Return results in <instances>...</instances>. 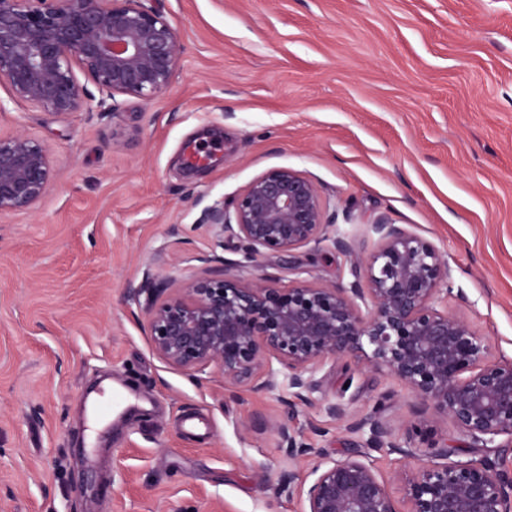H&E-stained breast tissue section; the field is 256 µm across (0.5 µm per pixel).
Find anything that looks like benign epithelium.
I'll use <instances>...</instances> for the list:
<instances>
[{"mask_svg":"<svg viewBox=\"0 0 512 512\" xmlns=\"http://www.w3.org/2000/svg\"><path fill=\"white\" fill-rule=\"evenodd\" d=\"M181 53L177 31L139 0H0V79L14 98L47 112L82 106L75 69L114 100L145 101L165 90ZM53 162L24 133L0 134V214L27 211L49 191ZM200 224L248 262L311 243L355 254L354 238L336 227L314 183L286 167L256 177L227 207L205 208ZM377 247L351 268L349 286L297 281L277 288L261 274L245 282L224 270L186 288H170L145 271L134 298L145 296L152 347L191 376L217 367L234 385L271 394L286 380L287 414L314 406L316 374L328 359L354 361L399 380L423 408L449 419L470 448L487 453L450 459L448 444L419 422L398 435L376 410L357 417L341 401L323 410L366 436L364 449L320 462L301 476L297 462L322 449L286 423L273 426L288 467L271 479L278 497L297 496L301 512H512V358L489 356L470 321L448 314L454 290L448 261L431 242L384 218L371 224ZM278 363L280 368L273 367ZM426 457L396 496L370 451Z\"/></svg>","mask_w":512,"mask_h":512,"instance_id":"7a95c632","label":"benign epithelium"}]
</instances>
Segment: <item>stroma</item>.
Instances as JSON below:
<instances>
[{"mask_svg":"<svg viewBox=\"0 0 512 512\" xmlns=\"http://www.w3.org/2000/svg\"><path fill=\"white\" fill-rule=\"evenodd\" d=\"M177 30L181 57L152 100L113 106L84 73V106L64 115L15 100L0 80V132L41 141L47 194L0 215V512H300L270 480L286 421L340 460L362 443L318 407L287 416L278 395L191 376L153 351L127 289L144 270L174 288L230 267L349 286L352 260L312 245L240 263L199 224L272 168L317 187L357 255L378 217L447 258L468 306L449 302L512 357V0H141ZM203 159L187 161L188 147ZM318 397L352 413L380 395L394 428L423 421L455 459L452 423L417 409L394 377L329 360ZM142 405L87 443L102 382ZM200 420L196 434L185 416Z\"/></svg>","mask_w":512,"mask_h":512,"instance_id":"stroma-1","label":"stroma"}]
</instances>
